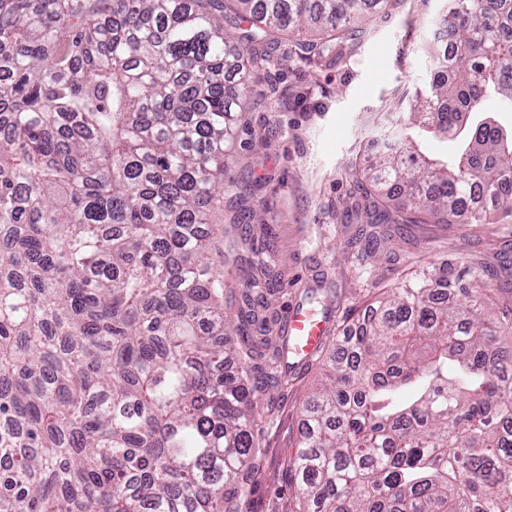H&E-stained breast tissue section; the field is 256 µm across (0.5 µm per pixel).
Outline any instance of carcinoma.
Listing matches in <instances>:
<instances>
[{"label":"carcinoma","mask_w":512,"mask_h":512,"mask_svg":"<svg viewBox=\"0 0 512 512\" xmlns=\"http://www.w3.org/2000/svg\"><path fill=\"white\" fill-rule=\"evenodd\" d=\"M102 2L0 0V512H243L295 338L256 307L263 259L224 315V151L265 47L339 60L384 0ZM439 25L453 53L409 120L456 153L374 156L373 224L512 216V136L478 118L512 108V0ZM480 276L423 269L332 348L276 512H512V306ZM507 111L506 105L497 97H488L482 103V116L496 121L509 133L512 128V112Z\"/></svg>","instance_id":"1"}]
</instances>
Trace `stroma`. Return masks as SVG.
<instances>
[{
	"mask_svg": "<svg viewBox=\"0 0 512 512\" xmlns=\"http://www.w3.org/2000/svg\"><path fill=\"white\" fill-rule=\"evenodd\" d=\"M447 0H388L347 42L340 62L311 64L282 40L241 114L237 139L225 151L224 310L239 311L255 255L271 258L270 309L316 296L327 304V344L368 305L413 279L427 264H481L479 285L492 298L512 295V220L379 225L374 254L355 210L358 167L397 145L416 90L433 74L431 47ZM327 352L289 358L287 380L259 420V469L250 512H270L291 499L282 474L294 455L303 406L323 379Z\"/></svg>",
	"mask_w": 512,
	"mask_h": 512,
	"instance_id": "stroma-1",
	"label": "stroma"
}]
</instances>
